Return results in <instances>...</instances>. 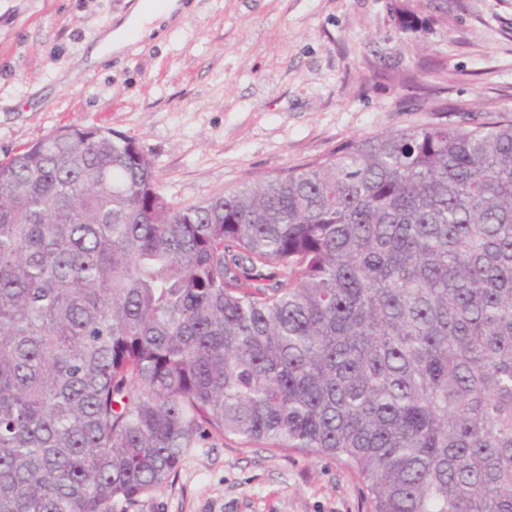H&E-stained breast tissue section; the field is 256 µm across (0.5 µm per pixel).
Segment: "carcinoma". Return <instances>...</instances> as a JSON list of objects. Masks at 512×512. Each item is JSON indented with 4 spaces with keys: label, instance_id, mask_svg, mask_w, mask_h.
I'll return each mask as SVG.
<instances>
[{
    "label": "carcinoma",
    "instance_id": "obj_1",
    "mask_svg": "<svg viewBox=\"0 0 512 512\" xmlns=\"http://www.w3.org/2000/svg\"><path fill=\"white\" fill-rule=\"evenodd\" d=\"M209 436L366 512H512V120L185 207L110 129L0 161V512H112Z\"/></svg>",
    "mask_w": 512,
    "mask_h": 512
}]
</instances>
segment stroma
Listing matches in <instances>:
<instances>
[{
    "label": "stroma",
    "mask_w": 512,
    "mask_h": 512,
    "mask_svg": "<svg viewBox=\"0 0 512 512\" xmlns=\"http://www.w3.org/2000/svg\"><path fill=\"white\" fill-rule=\"evenodd\" d=\"M143 0H0V160L112 129L181 206L429 122L512 119V0H183L90 62ZM338 461L211 438L114 512H365Z\"/></svg>",
    "instance_id": "35a3bbf8"
}]
</instances>
